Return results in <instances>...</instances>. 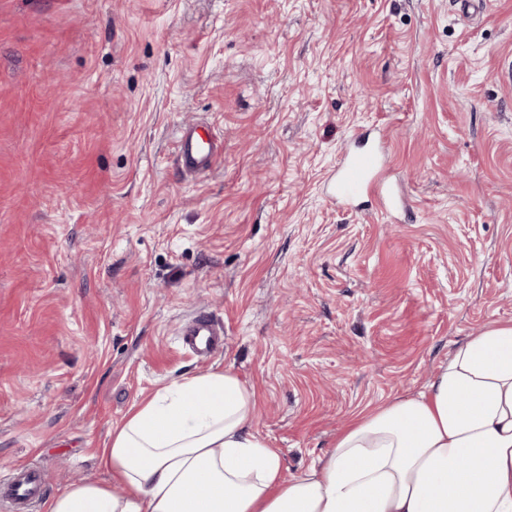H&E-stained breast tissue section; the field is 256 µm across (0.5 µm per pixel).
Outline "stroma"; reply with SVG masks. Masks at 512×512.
Returning <instances> with one entry per match:
<instances>
[{
  "label": "stroma",
  "mask_w": 512,
  "mask_h": 512,
  "mask_svg": "<svg viewBox=\"0 0 512 512\" xmlns=\"http://www.w3.org/2000/svg\"><path fill=\"white\" fill-rule=\"evenodd\" d=\"M511 67L512 0H0V480L40 469L46 512L143 397L228 366L289 479L512 323ZM366 130L408 212L328 198ZM223 152L224 145L215 135L189 128L180 135L177 161L184 175L196 177L209 170L216 155ZM183 348L197 356H209L224 349V331L207 317H199L182 333Z\"/></svg>",
  "instance_id": "1"
}]
</instances>
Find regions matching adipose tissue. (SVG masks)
Returning <instances> with one entry per match:
<instances>
[{"instance_id":"1","label":"adipose tissue","mask_w":512,"mask_h":512,"mask_svg":"<svg viewBox=\"0 0 512 512\" xmlns=\"http://www.w3.org/2000/svg\"><path fill=\"white\" fill-rule=\"evenodd\" d=\"M257 417L233 368L174 381L113 429L110 483L72 485L48 512H512V324L457 343L293 478Z\"/></svg>"}]
</instances>
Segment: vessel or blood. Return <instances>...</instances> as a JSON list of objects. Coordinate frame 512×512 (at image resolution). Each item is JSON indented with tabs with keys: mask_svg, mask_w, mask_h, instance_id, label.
Here are the masks:
<instances>
[{
	"mask_svg": "<svg viewBox=\"0 0 512 512\" xmlns=\"http://www.w3.org/2000/svg\"><path fill=\"white\" fill-rule=\"evenodd\" d=\"M224 146L213 134H201L190 128L182 132L177 161L184 175L196 177L211 167ZM379 155L373 150L347 154L336 170L333 195L337 201L351 203L366 194L375 195L380 206L391 209L398 200L393 189L378 177ZM183 348L197 356H208L224 348V333L208 318L200 317L182 333ZM38 471L19 469L0 483V501L10 504L12 512H26L28 505L41 494Z\"/></svg>",
	"mask_w": 512,
	"mask_h": 512,
	"instance_id": "obj_1",
	"label": "vessel or blood"
}]
</instances>
